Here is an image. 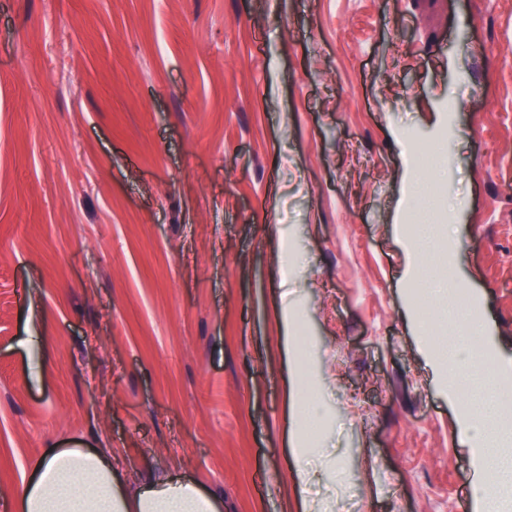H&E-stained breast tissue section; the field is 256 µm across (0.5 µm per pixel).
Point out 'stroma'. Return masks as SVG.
Returning <instances> with one entry per match:
<instances>
[{
    "mask_svg": "<svg viewBox=\"0 0 512 512\" xmlns=\"http://www.w3.org/2000/svg\"><path fill=\"white\" fill-rule=\"evenodd\" d=\"M427 210L458 247L425 276L512 363V0H0V498L105 448L133 487L299 512L284 299L315 512H476L421 342L448 299L405 275ZM275 316L283 328L285 336V369L288 375L287 396L299 403V410L295 416V421L288 431V444L290 452L295 459H303L311 450L307 448L310 435L306 428V420L309 419L305 406H302L301 400L303 394L311 389V381L306 369L305 358L302 361L300 356L303 355L300 345L297 341V325L298 315L296 311L288 305L284 300L274 308ZM304 356V355H303Z\"/></svg>",
    "mask_w": 512,
    "mask_h": 512,
    "instance_id": "35a3bbf8",
    "label": "stroma"
}]
</instances>
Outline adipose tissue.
<instances>
[{"mask_svg": "<svg viewBox=\"0 0 512 512\" xmlns=\"http://www.w3.org/2000/svg\"><path fill=\"white\" fill-rule=\"evenodd\" d=\"M285 336L287 395L301 401L311 381L297 341L298 315L287 302L274 309ZM308 413L299 409L288 431L290 451L299 464L291 473L301 512H311L306 493L321 478L319 471L302 463L308 453ZM458 435L473 459L478 483L474 490L479 512H505L507 504L488 496V484L512 485V428L501 424L499 413L481 416L462 406ZM12 512H223V502L188 479L162 477L133 488L113 468L106 452L82 448H54L32 466L31 475L12 498Z\"/></svg>", "mask_w": 512, "mask_h": 512, "instance_id": "1", "label": "adipose tissue"}]
</instances>
